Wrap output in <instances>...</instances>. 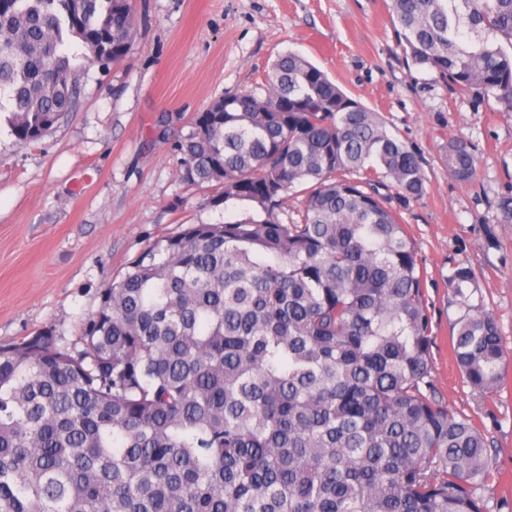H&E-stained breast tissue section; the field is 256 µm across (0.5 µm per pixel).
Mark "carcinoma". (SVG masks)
I'll list each match as a JSON object with an SVG mask.
<instances>
[{"label":"carcinoma","mask_w":512,"mask_h":512,"mask_svg":"<svg viewBox=\"0 0 512 512\" xmlns=\"http://www.w3.org/2000/svg\"><path fill=\"white\" fill-rule=\"evenodd\" d=\"M407 63L512 111V0H390ZM129 0H0V112L20 144L129 52ZM180 179L241 218L188 224L104 289L79 340L0 345V512H494L493 440L432 379L426 270L379 193L416 152L303 56L173 141ZM451 177L477 159L452 141ZM299 219H280L289 195ZM477 303H472V298ZM451 351L485 401L504 337L476 271L448 274Z\"/></svg>","instance_id":"carcinoma-1"}]
</instances>
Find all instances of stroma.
<instances>
[{"label": "stroma", "instance_id": "obj_1", "mask_svg": "<svg viewBox=\"0 0 512 512\" xmlns=\"http://www.w3.org/2000/svg\"><path fill=\"white\" fill-rule=\"evenodd\" d=\"M133 46L90 69L70 112L22 145L0 121V344L45 327L74 343L100 294L148 246L182 225L220 223L211 191L181 182L170 142L191 115L227 93L259 89L278 54L296 52L349 97L380 113L414 148L427 176L418 200L389 194L427 271L435 344L432 379L449 411L481 417L495 451L486 494L512 503V112L461 95L405 63L387 0H131ZM468 143L469 184L441 156ZM471 266L506 338L505 386L481 402L449 354L448 273Z\"/></svg>", "mask_w": 512, "mask_h": 512}]
</instances>
